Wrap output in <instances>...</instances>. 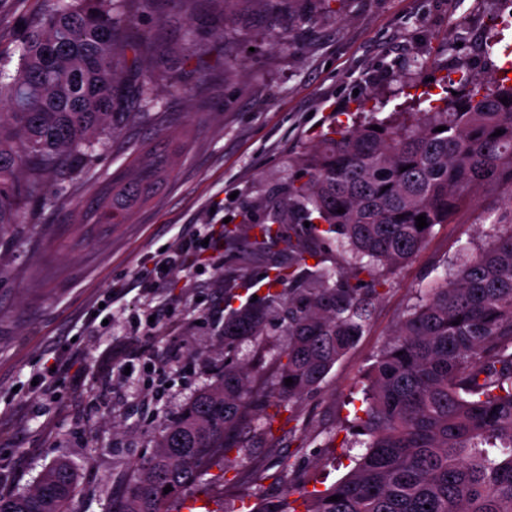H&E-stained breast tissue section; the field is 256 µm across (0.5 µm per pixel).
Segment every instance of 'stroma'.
I'll use <instances>...</instances> for the list:
<instances>
[{"mask_svg": "<svg viewBox=\"0 0 512 512\" xmlns=\"http://www.w3.org/2000/svg\"><path fill=\"white\" fill-rule=\"evenodd\" d=\"M306 2L310 19L302 23L243 0H228L220 20L208 0H198L192 18H167L170 40L190 39L191 48L157 63L153 107L131 103L90 181L125 166L130 148L158 130L175 140L189 127L193 137L170 152L166 184L128 223H81L92 202L88 183L54 173L33 221L0 230V486L30 489L63 460L75 472L71 512H110L164 426L224 365L225 279L244 277L239 302L263 295L276 257L247 245L264 201L295 177L293 158L331 121H400L439 103L458 90L460 67L494 75L501 58L484 56L488 33L500 31L501 47L512 48V26L495 22L512 0ZM45 7L46 0H0L1 58ZM501 200L496 190L479 194L389 274L358 341L303 397L295 419L280 421L273 447L255 449L262 483L225 488L216 467L196 487L211 512L280 492L283 456L291 479L316 490L353 468L332 437L361 404L360 380L419 291L442 280L463 249L484 246V229L505 213ZM196 225L223 237L221 263L198 252L194 267L169 272L145 307L117 305L112 322L92 323L111 290L152 275L161 251ZM119 354L130 355L131 375L113 371ZM55 356L75 364L46 395L32 381Z\"/></svg>", "mask_w": 512, "mask_h": 512, "instance_id": "1", "label": "stroma"}]
</instances>
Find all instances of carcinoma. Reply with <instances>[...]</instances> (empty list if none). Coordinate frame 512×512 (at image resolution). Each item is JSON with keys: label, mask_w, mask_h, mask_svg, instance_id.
Here are the masks:
<instances>
[{"label": "carcinoma", "mask_w": 512, "mask_h": 512, "mask_svg": "<svg viewBox=\"0 0 512 512\" xmlns=\"http://www.w3.org/2000/svg\"><path fill=\"white\" fill-rule=\"evenodd\" d=\"M196 2L47 0L16 44V67L0 63V230L31 219L28 205L43 197L49 174L76 181L89 174L125 94L153 106L158 77L143 60L174 49L164 16L190 17ZM147 9L159 21L139 29ZM500 72L491 81L466 77L458 96L409 124L331 128L296 158L299 178L276 194L249 242L252 251L279 248L267 292L224 317L228 353L242 341L262 349L271 322L283 327L273 399L252 370L226 362L163 428L112 512H171L176 497L230 454L245 461L267 445L279 416L292 420L297 402L361 336L375 285L489 187L504 191L508 220L420 293L368 368L361 406L344 426L365 448L354 468L310 493L288 482L284 458L280 495L249 512H297L298 502L304 512H512V60ZM132 155L136 174L98 187L84 223L109 213L125 221L154 197L167 154L143 145ZM421 214L428 226L419 229ZM327 233L337 234L334 269L324 265ZM74 489L72 467L57 461L34 488L0 493V512H70ZM335 495L340 500L329 501Z\"/></svg>", "instance_id": "carcinoma-1"}]
</instances>
